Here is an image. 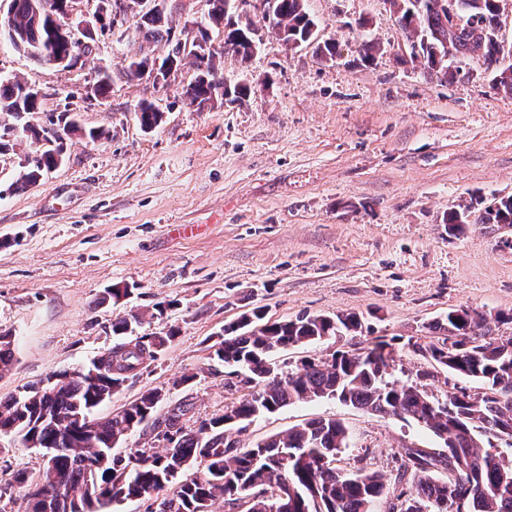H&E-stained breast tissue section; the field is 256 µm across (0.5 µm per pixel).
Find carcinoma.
Returning a JSON list of instances; mask_svg holds the SVG:
<instances>
[{"label": "carcinoma", "instance_id": "1", "mask_svg": "<svg viewBox=\"0 0 512 512\" xmlns=\"http://www.w3.org/2000/svg\"><path fill=\"white\" fill-rule=\"evenodd\" d=\"M39 0H9L8 32L3 35L18 52L49 63L53 56L77 64L88 53L80 48L81 33L71 42L58 38L53 13L36 15ZM207 19L187 43L169 26L176 0H158L151 9L132 4L133 26L141 39L139 53L122 71L127 79H141L148 67L177 71L190 61L194 78L183 88L189 104L199 106L218 97L234 102L245 97L250 85L224 81L220 65L224 55L245 63L259 42L258 30L239 21L237 0H204ZM266 26L275 30L288 47L315 40V23L304 0H261ZM402 29L409 34L411 57L424 68L454 77L450 61L479 52L490 70L496 89L512 92V64L500 63V0H388ZM223 43L214 45L210 31ZM165 42L168 53L154 54ZM40 110V94L19 78L0 77V155L15 152L27 140L34 149L8 191H24L66 158L68 142L75 137L91 143L107 139L102 128L85 129L69 109L46 115L42 124L30 117ZM140 126L157 127L163 112L152 103L137 105ZM448 232L468 224H502L512 228V196L489 206L477 200L448 212ZM138 310L111 322L116 342L81 369L53 374L49 393L37 386L22 395L0 399V437H9L27 448L43 452L46 462L34 483L44 482L52 492L48 501H33L24 494L25 512H112V504L133 497L159 501L156 512H211L222 498L243 512H372L378 500L388 497L387 481L365 468H336L337 453L348 446L347 428L335 419H312L270 436L249 448L227 436L235 427L262 413L275 412L291 403L333 396L371 414L411 419L429 430L443 446L439 449L404 448L393 481L396 494L387 512H512V460H505L498 443L512 447V336L496 337L482 313L460 307L429 325L437 339L407 346L423 358L453 374L483 385L474 395L465 389L435 398L416 381L389 380L394 368L392 344L377 340L363 351H338L328 361L306 360L283 373L270 356L288 346L309 345L345 330L356 332L362 322L354 313L302 315L291 320L263 322V311L254 308L224 328L215 356L235 368L238 383L247 393L224 414L185 430L182 418L188 403L180 401L158 419L155 413L164 395L149 390L110 417L98 409L123 387L129 376L155 361L175 338V331L142 334L146 318L164 314ZM14 364L11 336L0 333V375ZM81 419L78 428L64 424ZM152 424L166 441L161 451L137 449L122 458L112 449L128 432ZM204 464L202 474L178 484L177 466ZM448 471V479L432 469Z\"/></svg>", "mask_w": 512, "mask_h": 512}]
</instances>
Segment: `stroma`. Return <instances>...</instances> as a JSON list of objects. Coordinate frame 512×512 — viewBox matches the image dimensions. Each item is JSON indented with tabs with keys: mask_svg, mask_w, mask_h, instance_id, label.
<instances>
[{
	"mask_svg": "<svg viewBox=\"0 0 512 512\" xmlns=\"http://www.w3.org/2000/svg\"><path fill=\"white\" fill-rule=\"evenodd\" d=\"M316 44L288 49L260 28L248 62L224 58V76L250 94L200 108L182 95L184 65L168 87L118 75L139 52L133 25L98 36L71 68H52L0 40V76L43 93L33 123L70 107L110 139L73 140L66 161L26 190L9 192L20 156L0 158V333L14 339L15 365L0 398L52 373L88 363L112 346L109 323L167 304L146 333L177 336L99 410L120 411L150 389L168 404L188 401L184 427L220 415L241 390L213 357L225 325L253 308L269 322L356 313L358 332L291 346L272 360L292 371L375 339L394 343L399 379L423 374L429 395L482 390L415 355L409 337L466 307L512 311V230L472 224L452 235L443 222L458 204L512 195V93L493 89L481 55L450 80L410 57L407 33L387 0H305ZM335 42L336 58L317 43ZM379 50L364 61L362 42ZM115 78L106 98L87 101L89 74ZM164 114L153 131L139 102ZM130 285V299L105 292ZM191 381L183 387L174 381ZM316 418L348 429L336 467L392 476L405 447L439 448L413 421L372 415L335 398L288 405L235 433L240 446ZM40 451L0 440V512H24L17 474L36 479Z\"/></svg>",
	"mask_w": 512,
	"mask_h": 512,
	"instance_id": "35a3bbf8",
	"label": "stroma"
}]
</instances>
